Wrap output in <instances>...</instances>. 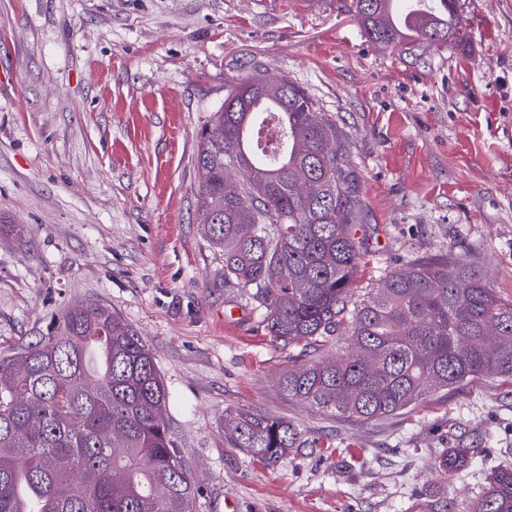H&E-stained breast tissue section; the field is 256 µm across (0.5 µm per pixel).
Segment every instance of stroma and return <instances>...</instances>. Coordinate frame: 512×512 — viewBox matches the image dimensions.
I'll return each instance as SVG.
<instances>
[{
	"label": "stroma",
	"instance_id": "1",
	"mask_svg": "<svg viewBox=\"0 0 512 512\" xmlns=\"http://www.w3.org/2000/svg\"><path fill=\"white\" fill-rule=\"evenodd\" d=\"M463 46H374L351 0H0V351L95 300L139 331L169 393L196 512H463L512 466V379L479 377L358 422L288 399L265 329L196 220L197 135L262 68L351 140L359 288L452 251L512 300V0H459ZM290 419L269 466L238 412ZM477 451L450 475L448 449Z\"/></svg>",
	"mask_w": 512,
	"mask_h": 512
}]
</instances>
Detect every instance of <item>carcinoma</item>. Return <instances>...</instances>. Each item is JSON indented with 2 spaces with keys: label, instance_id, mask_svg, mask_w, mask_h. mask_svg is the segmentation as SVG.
<instances>
[{
  "label": "carcinoma",
  "instance_id": "obj_1",
  "mask_svg": "<svg viewBox=\"0 0 512 512\" xmlns=\"http://www.w3.org/2000/svg\"><path fill=\"white\" fill-rule=\"evenodd\" d=\"M352 0L382 48L460 45L471 38L457 0ZM279 139L265 138L266 118ZM349 141L303 87L257 72L226 89L198 137L196 209L224 251V282L248 294L275 340L312 348L338 333L327 362L292 361L288 398L368 422L478 376L512 378V300L477 265L440 251L387 272L362 294V183ZM154 354L109 306H72L47 336L0 356V512H194L192 481L166 419ZM234 445L267 465L302 444L284 418L240 412ZM477 449L450 448L443 471ZM469 512H512V467L489 475Z\"/></svg>",
  "mask_w": 512,
  "mask_h": 512
}]
</instances>
